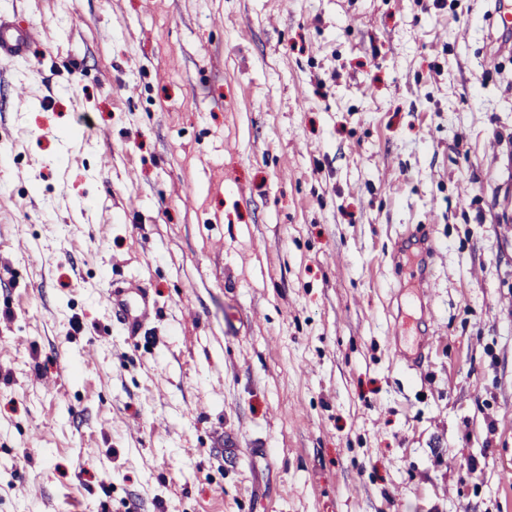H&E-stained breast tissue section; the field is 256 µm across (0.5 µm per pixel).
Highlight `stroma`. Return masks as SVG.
<instances>
[{
  "instance_id": "stroma-1",
  "label": "stroma",
  "mask_w": 512,
  "mask_h": 512,
  "mask_svg": "<svg viewBox=\"0 0 512 512\" xmlns=\"http://www.w3.org/2000/svg\"><path fill=\"white\" fill-rule=\"evenodd\" d=\"M491 9L0 0V512H512ZM35 29L18 28L5 14H0V60L16 61L27 58L30 45L35 42ZM130 294L118 295L109 290L105 295L107 307L115 310L121 316L122 324L130 333H135L151 315V305L148 299L133 283L128 288Z\"/></svg>"
}]
</instances>
